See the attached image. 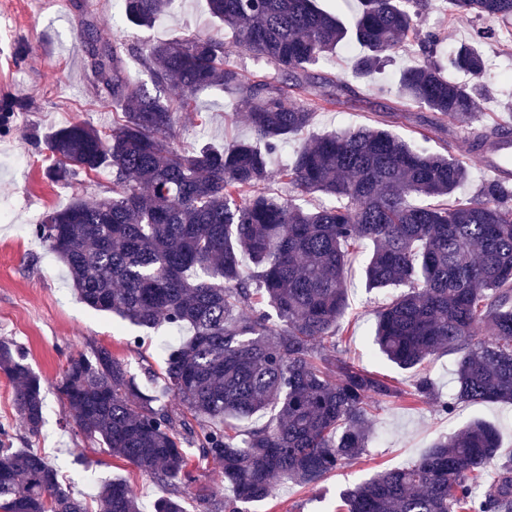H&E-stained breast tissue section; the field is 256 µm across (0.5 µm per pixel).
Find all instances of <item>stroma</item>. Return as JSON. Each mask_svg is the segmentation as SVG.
<instances>
[{
	"mask_svg": "<svg viewBox=\"0 0 512 512\" xmlns=\"http://www.w3.org/2000/svg\"><path fill=\"white\" fill-rule=\"evenodd\" d=\"M112 0H0V104L15 103L9 117L0 120V211L10 216L0 222V339L15 342L31 368L44 380L46 407L41 437L28 438L13 405L14 386L0 374V427L17 448L39 449L63 476L75 496L89 501L101 483L123 479L138 496L143 512H152L164 490L148 474L103 452L76 424L65 423L66 403L56 384L68 361L103 346L134 370L160 368L164 345L179 342L184 333L161 327L142 330L115 316L80 303L73 294L63 264L31 231L46 212L68 206L74 199L92 202L111 195L109 171L81 174L66 183L49 179L53 160L45 148L54 130L86 121L101 130L112 127V114L94 106L95 89L78 47L86 24L103 25L106 35L130 44L165 41L209 33L223 37L224 29L210 15L206 0H172L167 14L150 28H137L115 17ZM499 21L476 23L454 20L446 0H429L419 27L442 34L445 51L473 44L483 52L487 72L481 83L454 71L452 80L476 84L482 125L493 127L512 118V48L485 37ZM415 53L396 54L380 79L389 92L375 95L361 90L336 105L315 111L311 133H340L384 117L389 130L407 140L429 135L434 148L445 147L467 161L469 178L458 189L471 196L491 172L474 160L469 138L452 119L437 128L425 122V110L402 104L394 89L402 68L413 64ZM248 108L217 89L197 94L195 108L179 113L172 131L176 147L190 150L204 144L226 146L251 134ZM365 255H358L348 274L349 299L344 321L350 330L339 345L342 356L360 367L396 382L407 381L408 371L388 362L373 342L375 311L395 294L394 289L367 288ZM454 355L425 364L423 374L433 383L434 396L426 402L388 399L372 410V435L359 460L331 473L318 484L299 487L285 482L274 497L249 504V512H336L348 488L376 473L400 468L419 459L440 437L473 421L493 426L499 448L483 475L492 483L499 464L512 461V404L460 403L448 413L440 404L455 384Z\"/></svg>",
	"mask_w": 512,
	"mask_h": 512,
	"instance_id": "35a3bbf8",
	"label": "stroma"
}]
</instances>
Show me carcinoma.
<instances>
[{
  "instance_id": "cac0c4a2",
  "label": "carcinoma",
  "mask_w": 512,
  "mask_h": 512,
  "mask_svg": "<svg viewBox=\"0 0 512 512\" xmlns=\"http://www.w3.org/2000/svg\"><path fill=\"white\" fill-rule=\"evenodd\" d=\"M169 2L121 0V10L129 23L151 27ZM425 2L360 0L350 30L317 0H207L229 41L194 35L135 48L95 25L80 32L96 103L119 109L122 119L109 134L86 122L52 132L50 176L65 181L107 169L112 195L52 210L32 231L64 264L81 303L143 329H191L168 349L161 371H144L148 383L163 382V395L179 400L177 412L143 391L128 363L102 346L70 360L57 385L88 438L166 489L154 512H185L186 444L218 464L233 491L200 496L198 512H248L281 481L312 486L354 463L367 448L373 404L430 395L431 382L419 373L405 392L336 355L351 249L359 244L372 247L366 286L402 289L376 313L378 351L403 370L459 354L446 412L459 401L512 404V171L507 184L493 179L474 196L455 198L468 176L465 161L379 125L312 136L290 162L270 164L316 110L352 92L316 72L351 41L363 48L355 73L380 91L375 74L403 41L417 38L418 62L399 74L400 99L431 112L433 126L453 117L476 152L512 137L511 124L474 127L479 102L443 74V37L418 32ZM448 3L460 20L512 19V0ZM239 49L272 65L274 76L246 78L230 61ZM130 57L150 83L131 76ZM446 61L475 79L487 71L473 45ZM317 86L324 92L312 99ZM210 87L248 104L252 136L182 152L171 143L175 117ZM275 180L295 195H269ZM314 193L332 203L304 208L300 200ZM413 197L438 203L414 205ZM243 254L254 264L249 275ZM0 373L15 385L26 433L38 437L43 380L8 339H0ZM264 411L271 418L243 438L226 424ZM498 445L497 431L475 421L439 438L414 464L346 490L343 512H512L511 465L478 492ZM96 502V512H143L120 479L102 483ZM0 512L91 510L45 456L12 447L0 431Z\"/></svg>"
}]
</instances>
